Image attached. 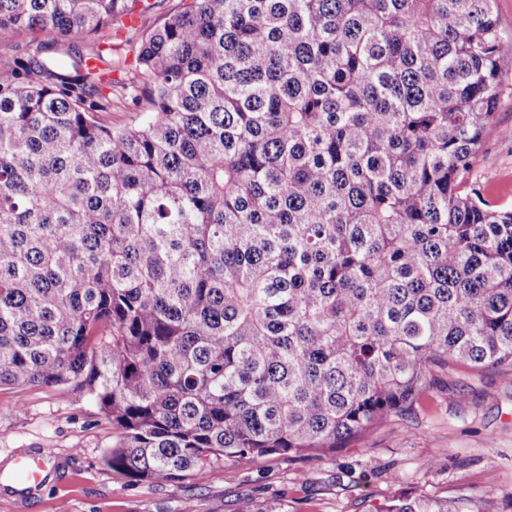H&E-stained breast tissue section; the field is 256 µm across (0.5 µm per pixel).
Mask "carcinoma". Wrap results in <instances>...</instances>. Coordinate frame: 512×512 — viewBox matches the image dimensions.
<instances>
[{"mask_svg": "<svg viewBox=\"0 0 512 512\" xmlns=\"http://www.w3.org/2000/svg\"><path fill=\"white\" fill-rule=\"evenodd\" d=\"M162 2L0 0L50 52L0 67V385L86 391L106 465L169 483L334 451L436 367H512V209L462 191L494 0H189L115 82ZM130 87L145 118L103 122Z\"/></svg>", "mask_w": 512, "mask_h": 512, "instance_id": "1", "label": "carcinoma"}]
</instances>
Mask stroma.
Listing matches in <instances>:
<instances>
[{
	"instance_id": "obj_1",
	"label": "stroma",
	"mask_w": 512,
	"mask_h": 512,
	"mask_svg": "<svg viewBox=\"0 0 512 512\" xmlns=\"http://www.w3.org/2000/svg\"><path fill=\"white\" fill-rule=\"evenodd\" d=\"M512 68L469 186L512 208ZM116 431L94 400L71 386L0 385V481L22 454L50 453L54 472L31 498L0 492V512H244L287 504L289 512H369L392 496L478 500L512 512V369L452 366L436 373L407 411L336 452L217 460L166 485L129 483L104 462Z\"/></svg>"
}]
</instances>
